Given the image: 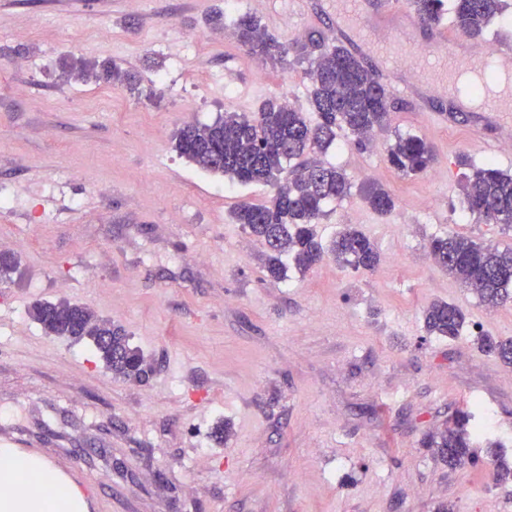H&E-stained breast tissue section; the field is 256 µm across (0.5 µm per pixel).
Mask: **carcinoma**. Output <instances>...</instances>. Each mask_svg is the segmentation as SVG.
<instances>
[{"label":"carcinoma","mask_w":512,"mask_h":512,"mask_svg":"<svg viewBox=\"0 0 512 512\" xmlns=\"http://www.w3.org/2000/svg\"><path fill=\"white\" fill-rule=\"evenodd\" d=\"M407 4L427 23L444 14V0H407ZM502 7L503 0H453L454 26L467 36L478 37ZM233 30L238 44L253 56L283 64L293 50L308 62L317 121L310 122L285 100H268L251 115L226 112L210 125H183L175 133L176 151L201 169L232 182L274 188L269 200L241 203L232 213L248 235L265 245L267 277L284 278L287 259L303 273L326 255L341 267L374 270L380 263L378 249L355 227L344 226L326 246L318 241L313 225L325 216L324 205L347 197L352 185L342 169L309 161L305 155L327 150L340 131L353 137V145L367 147L373 132L389 123L391 102L383 84L363 60L341 46L326 43L320 34L308 35L300 45H287L248 14L235 19ZM69 69L79 77L91 75L114 87L136 89V74L116 61L98 68L84 58H72ZM386 153L388 164L401 177L423 174L435 161L432 145L413 134L395 136ZM463 179L467 209L485 224L512 228V174L491 166L474 167ZM364 199L380 215L395 208L394 197L379 184L367 188ZM429 255L486 306L512 301V248L501 249L449 233L431 238ZM29 315L48 335L92 343L105 367L117 377L141 384L153 373L151 363L132 346L122 326L83 305L66 299L36 301ZM464 324L462 312L448 302H435L425 312V327L433 336L455 339ZM477 345L512 366V339L496 340L482 334ZM468 424L469 415L460 412L426 441L450 469L481 463L471 448L474 432Z\"/></svg>","instance_id":"carcinoma-1"}]
</instances>
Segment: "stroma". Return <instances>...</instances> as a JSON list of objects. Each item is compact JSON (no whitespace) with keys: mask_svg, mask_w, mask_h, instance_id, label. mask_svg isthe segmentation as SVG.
<instances>
[{"mask_svg":"<svg viewBox=\"0 0 512 512\" xmlns=\"http://www.w3.org/2000/svg\"><path fill=\"white\" fill-rule=\"evenodd\" d=\"M222 11L250 14L283 42L330 35L337 0H0V431L36 441L47 461L94 473L90 505L112 512H512V367L476 338L512 339V303L489 308L431 261L453 231L512 247V229L480 223L463 203L466 165L512 173V115L435 118L390 85L388 128L360 151L338 136L320 159L353 188L316 226L329 242L353 224L381 253L372 272L324 260L273 280L266 248L235 224L241 201L272 189L204 171L174 149L175 131L286 98L311 112L306 61L247 54ZM114 60L137 93L65 78L63 59ZM432 144L424 174L386 160L396 134ZM396 200L373 212L361 189ZM69 301L123 326L155 367L144 384L116 378L93 346L46 335L28 313ZM438 300L466 323L428 335ZM483 434L480 470H451L424 438L455 412ZM230 421L233 434L211 432Z\"/></svg>","mask_w":512,"mask_h":512,"instance_id":"35a3bbf8","label":"stroma"}]
</instances>
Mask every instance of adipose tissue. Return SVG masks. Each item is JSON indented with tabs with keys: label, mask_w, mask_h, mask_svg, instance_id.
Segmentation results:
<instances>
[{
	"label": "adipose tissue",
	"mask_w": 512,
	"mask_h": 512,
	"mask_svg": "<svg viewBox=\"0 0 512 512\" xmlns=\"http://www.w3.org/2000/svg\"><path fill=\"white\" fill-rule=\"evenodd\" d=\"M50 487L55 498L41 490ZM87 500L42 457L12 448L0 450V512H87Z\"/></svg>",
	"instance_id": "ef3b65f1"
}]
</instances>
